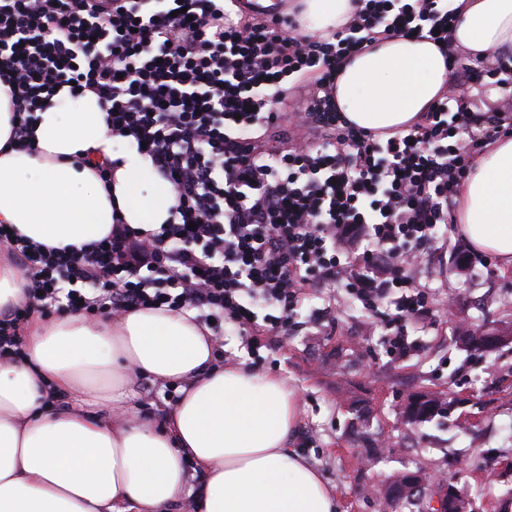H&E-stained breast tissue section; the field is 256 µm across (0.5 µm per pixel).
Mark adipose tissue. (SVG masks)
<instances>
[{"label": "adipose tissue", "mask_w": 512, "mask_h": 512, "mask_svg": "<svg viewBox=\"0 0 512 512\" xmlns=\"http://www.w3.org/2000/svg\"><path fill=\"white\" fill-rule=\"evenodd\" d=\"M304 31L329 35L351 0H297ZM450 46L471 57L512 55V0H454ZM451 78L433 41L389 38L336 76V105L360 128L394 133L426 112ZM0 83V224L32 242L83 247L107 236L113 212L145 233L168 223L172 184L137 149L119 154L113 190L91 161L113 157L107 111L62 87L13 149L14 114ZM454 222L472 250L512 267V134L484 143L456 195ZM29 281L0 252V309ZM174 385L162 424L142 420L130 371ZM296 392L279 374L218 361L194 313L140 309L102 320L33 315L20 358L0 360V512H172L197 493L201 512H341L293 446ZM204 482L193 487L190 471Z\"/></svg>", "instance_id": "ef3b65f1"}]
</instances>
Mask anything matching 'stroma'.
Listing matches in <instances>:
<instances>
[{"mask_svg": "<svg viewBox=\"0 0 512 512\" xmlns=\"http://www.w3.org/2000/svg\"><path fill=\"white\" fill-rule=\"evenodd\" d=\"M454 224L416 252L415 282L428 294L425 313L403 321L412 344L405 357L390 351L392 309L366 308L344 289L309 288L294 324L251 351L233 327L224 329L229 363L247 361L283 373L297 392L300 425L294 445L320 471L342 512H379L364 497V477L385 478L417 460L468 488H480L471 512H512V340L487 354L462 344L463 327L512 322V268L489 254L457 264L468 253ZM451 395L444 425L413 429L404 410L418 392ZM383 447L360 473L355 455Z\"/></svg>", "mask_w": 512, "mask_h": 512, "instance_id": "35a3bbf8", "label": "stroma"}]
</instances>
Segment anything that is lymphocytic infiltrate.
I'll use <instances>...</instances> for the list:
<instances>
[{
	"instance_id": "f902f5d3",
	"label": "lymphocytic infiltrate",
	"mask_w": 512,
	"mask_h": 512,
	"mask_svg": "<svg viewBox=\"0 0 512 512\" xmlns=\"http://www.w3.org/2000/svg\"><path fill=\"white\" fill-rule=\"evenodd\" d=\"M0 0V80L30 147L37 111L69 86L108 107L113 136L145 143L178 195L176 218L145 234L114 217L93 256L8 232L26 272L25 303L0 313V357L20 351L47 308L118 314L166 307L228 320L253 347L287 323L303 289L338 284L394 320L427 296L409 275L417 248L447 223L460 181L499 115L470 111L480 82L450 56L452 79L420 119L388 138L350 125L336 69L369 44L434 33L447 46L452 0H352L330 36L294 19L234 17L224 0ZM279 308L258 317L254 306Z\"/></svg>"
}]
</instances>
